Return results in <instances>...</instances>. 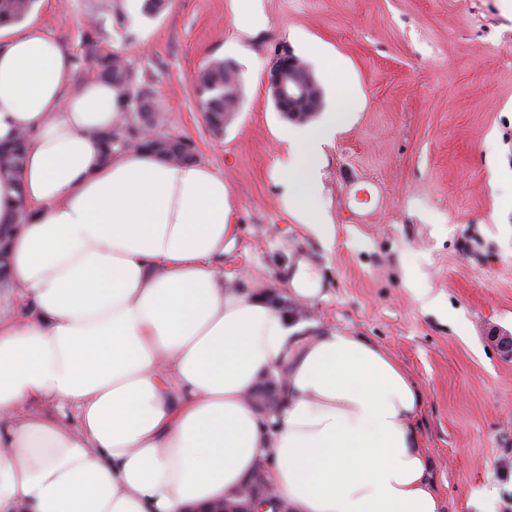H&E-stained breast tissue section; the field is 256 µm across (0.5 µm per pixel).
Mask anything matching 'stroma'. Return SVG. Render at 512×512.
Masks as SVG:
<instances>
[{
	"instance_id": "stroma-1",
	"label": "stroma",
	"mask_w": 512,
	"mask_h": 512,
	"mask_svg": "<svg viewBox=\"0 0 512 512\" xmlns=\"http://www.w3.org/2000/svg\"><path fill=\"white\" fill-rule=\"evenodd\" d=\"M143 0H44L31 18L73 55L98 25L104 50L124 52L165 110L168 133L223 175L235 241L217 269L226 284L288 296L300 266L318 277L295 318L368 338L422 391L416 429L444 512H512V10L506 0H254L242 31L235 0H170L156 17ZM290 47L317 77L325 110L335 57L360 100L324 145L319 179L324 241L288 214L274 175L290 144L265 88ZM238 69L239 112L214 137L195 90L199 68ZM377 185L382 201L353 223L347 188ZM440 296L427 310L407 285Z\"/></svg>"
}]
</instances>
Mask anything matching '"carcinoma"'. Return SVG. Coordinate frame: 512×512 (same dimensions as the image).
Returning <instances> with one entry per match:
<instances>
[{"instance_id":"1","label":"carcinoma","mask_w":512,"mask_h":512,"mask_svg":"<svg viewBox=\"0 0 512 512\" xmlns=\"http://www.w3.org/2000/svg\"><path fill=\"white\" fill-rule=\"evenodd\" d=\"M33 0H0V24H13L23 21L30 13ZM81 63L96 70L97 75L112 84L126 105L132 121H124L112 132L104 135L110 153L133 149L147 150L172 162L195 160L191 147L173 154V144H166L165 133H156L146 138L141 129L146 125L160 126L163 122L162 106L156 101L151 90L138 83L131 64L123 57L102 50L97 27L85 41V52ZM239 73L231 63L222 58L209 60L198 72L196 94L200 111L216 136L224 133V123L235 112L234 103L239 97ZM27 145V136L21 135L8 146H0V174L14 177L21 171Z\"/></svg>"}]
</instances>
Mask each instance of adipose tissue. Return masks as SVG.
I'll return each instance as SVG.
<instances>
[{
    "instance_id": "1",
    "label": "adipose tissue",
    "mask_w": 512,
    "mask_h": 512,
    "mask_svg": "<svg viewBox=\"0 0 512 512\" xmlns=\"http://www.w3.org/2000/svg\"><path fill=\"white\" fill-rule=\"evenodd\" d=\"M123 117L40 25L0 28V143L30 135L20 176L0 175L19 303L0 315V512H206L263 458L290 512H442L404 367L225 287L223 176L144 151L103 160L96 136ZM347 117L304 129L275 167L284 209L321 237L322 146ZM269 375L283 397L267 417L252 396Z\"/></svg>"
}]
</instances>
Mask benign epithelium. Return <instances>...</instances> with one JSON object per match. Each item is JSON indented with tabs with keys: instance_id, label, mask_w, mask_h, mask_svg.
Masks as SVG:
<instances>
[{
	"instance_id": "benign-epithelium-1",
	"label": "benign epithelium",
	"mask_w": 512,
	"mask_h": 512,
	"mask_svg": "<svg viewBox=\"0 0 512 512\" xmlns=\"http://www.w3.org/2000/svg\"><path fill=\"white\" fill-rule=\"evenodd\" d=\"M266 90L277 111L293 123H306L323 108V92L311 68L289 49L281 50L273 59L266 76ZM268 385L272 395L261 409L267 416L277 409L282 391L272 376ZM266 467V461L258 462L240 499L225 500L208 512H265L268 507L273 512H288V506L274 495L266 480Z\"/></svg>"
}]
</instances>
